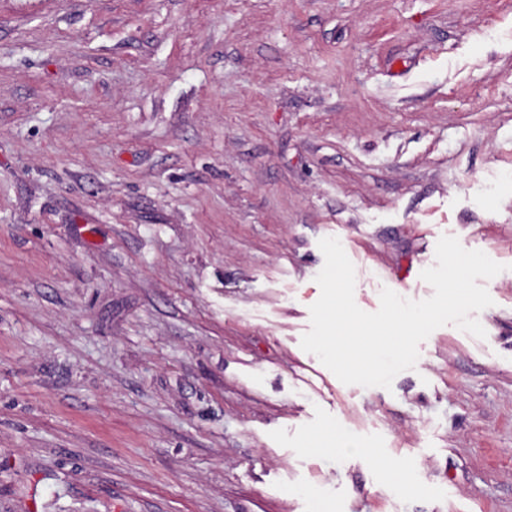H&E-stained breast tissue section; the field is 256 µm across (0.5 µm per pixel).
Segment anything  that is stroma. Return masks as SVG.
<instances>
[{
    "label": "stroma",
    "instance_id": "stroma-1",
    "mask_svg": "<svg viewBox=\"0 0 512 512\" xmlns=\"http://www.w3.org/2000/svg\"><path fill=\"white\" fill-rule=\"evenodd\" d=\"M445 235L485 338L301 348ZM0 512H512V0H0Z\"/></svg>",
    "mask_w": 512,
    "mask_h": 512
}]
</instances>
